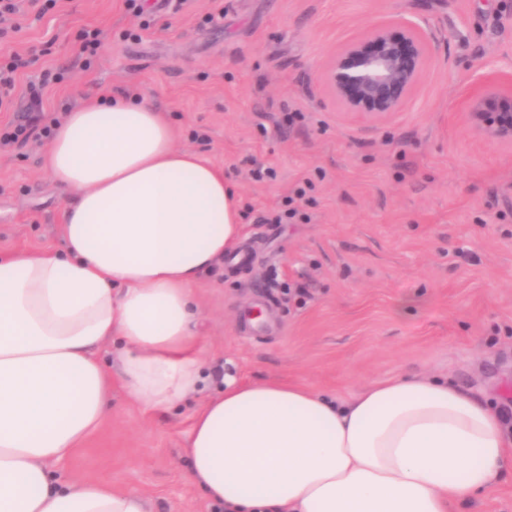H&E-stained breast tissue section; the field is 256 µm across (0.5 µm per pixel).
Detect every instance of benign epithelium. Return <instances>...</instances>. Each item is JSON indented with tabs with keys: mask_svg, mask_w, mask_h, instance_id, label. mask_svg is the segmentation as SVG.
<instances>
[{
	"mask_svg": "<svg viewBox=\"0 0 512 512\" xmlns=\"http://www.w3.org/2000/svg\"><path fill=\"white\" fill-rule=\"evenodd\" d=\"M427 52L428 37L399 17L346 44L324 66L322 79L345 113L384 120L401 111L418 85ZM468 117L479 135L512 147V97L488 89Z\"/></svg>",
	"mask_w": 512,
	"mask_h": 512,
	"instance_id": "benign-epithelium-1",
	"label": "benign epithelium"
}]
</instances>
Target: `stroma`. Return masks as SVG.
I'll return each instance as SVG.
<instances>
[{
  "mask_svg": "<svg viewBox=\"0 0 512 512\" xmlns=\"http://www.w3.org/2000/svg\"><path fill=\"white\" fill-rule=\"evenodd\" d=\"M148 29L126 0H59L0 56L35 53L0 133L50 69L46 114L114 92L147 97L234 186L241 270L219 263L194 285L204 393L149 412L120 382L112 412L61 480L111 475L147 512H215L189 479L194 412L223 386L293 382L343 399L405 373L447 376L512 413V149L474 132L467 111L489 78L512 75V0H149ZM213 23H206L207 15ZM404 16L429 35L422 78L390 119L344 113L319 79L373 25ZM102 30L90 68L81 33ZM45 142L0 145V254L60 248L65 198ZM256 168L274 178L252 179ZM296 200L287 217L288 197Z\"/></svg>",
  "mask_w": 512,
  "mask_h": 512,
  "instance_id": "1",
  "label": "stroma"
}]
</instances>
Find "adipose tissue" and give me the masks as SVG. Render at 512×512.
<instances>
[{
	"label": "adipose tissue",
	"instance_id": "obj_1",
	"mask_svg": "<svg viewBox=\"0 0 512 512\" xmlns=\"http://www.w3.org/2000/svg\"><path fill=\"white\" fill-rule=\"evenodd\" d=\"M43 167L70 194L58 250L0 256V512H146L108 478L63 481L112 382L167 411L204 382L192 287L236 249L224 171L177 149L165 115L113 95L69 113ZM118 341L119 373L99 356ZM190 480L227 512H448L512 462L500 412L443 378L400 375L340 400L224 380L195 412Z\"/></svg>",
	"mask_w": 512,
	"mask_h": 512
}]
</instances>
